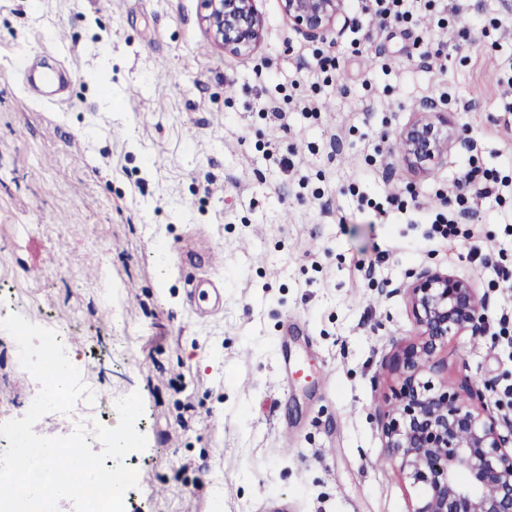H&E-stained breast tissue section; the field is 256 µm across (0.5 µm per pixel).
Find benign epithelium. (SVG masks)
I'll use <instances>...</instances> for the list:
<instances>
[{
    "instance_id": "7a95c632",
    "label": "benign epithelium",
    "mask_w": 512,
    "mask_h": 512,
    "mask_svg": "<svg viewBox=\"0 0 512 512\" xmlns=\"http://www.w3.org/2000/svg\"><path fill=\"white\" fill-rule=\"evenodd\" d=\"M214 40L232 55L261 42L263 21L255 0H202ZM288 22L317 41L346 26V0H281ZM405 159L420 170L441 162L458 126L448 113L424 115L399 134ZM412 314L420 339L397 350L389 367L397 375L392 408L383 424L386 457L423 495L412 512H512V421L484 406L474 411L466 394L435 383L448 337L483 333L485 300L468 280L425 268L408 273Z\"/></svg>"
}]
</instances>
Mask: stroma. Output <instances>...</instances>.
Returning a JSON list of instances; mask_svg holds the SVG:
<instances>
[{
  "instance_id": "35a3bbf8",
  "label": "stroma",
  "mask_w": 512,
  "mask_h": 512,
  "mask_svg": "<svg viewBox=\"0 0 512 512\" xmlns=\"http://www.w3.org/2000/svg\"><path fill=\"white\" fill-rule=\"evenodd\" d=\"M257 8L263 40L233 56L201 0H0V300L67 328L102 397L140 392L126 512H411L420 490L381 426L388 359L418 333L408 270L487 293L486 332L449 338L442 375L493 383L486 403L512 417V0L386 25L347 0V27L315 42L280 0ZM23 53L60 68L63 95L30 90ZM432 101L467 141L420 172L397 135ZM466 172L509 186L479 198L457 189ZM196 235L221 267L178 264ZM195 274L224 284L213 315L186 302ZM283 341L308 371L285 390ZM37 386L0 331V422Z\"/></svg>"
}]
</instances>
